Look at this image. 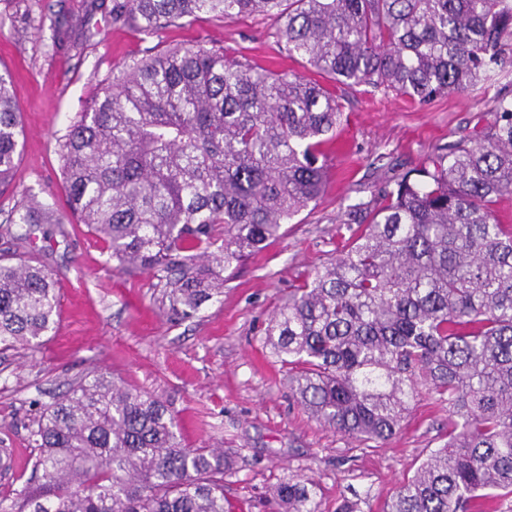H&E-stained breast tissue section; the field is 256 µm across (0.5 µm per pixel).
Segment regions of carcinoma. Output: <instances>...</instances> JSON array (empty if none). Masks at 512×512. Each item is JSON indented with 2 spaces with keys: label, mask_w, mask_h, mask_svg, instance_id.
<instances>
[{
  "label": "carcinoma",
  "mask_w": 512,
  "mask_h": 512,
  "mask_svg": "<svg viewBox=\"0 0 512 512\" xmlns=\"http://www.w3.org/2000/svg\"><path fill=\"white\" fill-rule=\"evenodd\" d=\"M261 16L290 57L347 88L425 103L496 88L492 121L387 179L341 224L349 236L288 292L265 343L297 402L363 444L399 430L418 384L448 402V442L383 512H512V0H113L112 18L154 36L207 17ZM0 72V188L12 186L20 111ZM341 97L299 73L202 44L126 66L60 143L68 207L115 267L163 274L194 314L224 271L283 236L322 197ZM11 224H51L29 189ZM359 224L362 229H353ZM58 289L30 260L0 261V351L35 350ZM35 480L0 512H231L215 444L188 448L167 404L103 373L51 404L31 432ZM276 512H319L297 477Z\"/></svg>",
  "instance_id": "cac0c4a2"
}]
</instances>
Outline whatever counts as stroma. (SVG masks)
Returning <instances> with one entry per match:
<instances>
[{
    "label": "stroma",
    "instance_id": "obj_1",
    "mask_svg": "<svg viewBox=\"0 0 512 512\" xmlns=\"http://www.w3.org/2000/svg\"><path fill=\"white\" fill-rule=\"evenodd\" d=\"M271 20L204 19L146 36L112 19V0H0V71L13 78L23 138L16 186L49 203L56 221L30 239L7 223L17 201L0 196V253L42 265L60 296V314L43 346L24 356L0 352V496L31 475V432L44 408L70 385L105 372L162 396L185 445L219 442L234 466L224 478L232 512H272L270 486L310 480L321 512L352 502L381 512L395 488L447 440L448 405L419 387L398 434L379 447L357 446L311 418L288 389V369L265 344L268 319L340 243L349 205L368 200L382 181L490 119V94L477 89L418 104L370 87L337 88L347 120L327 148L330 180L317 205L284 235L224 273V294L193 316L173 315L164 280L116 269L104 242L66 205L59 142L94 93L154 46L198 42L279 72L317 79L271 35Z\"/></svg>",
    "mask_w": 512,
    "mask_h": 512
}]
</instances>
